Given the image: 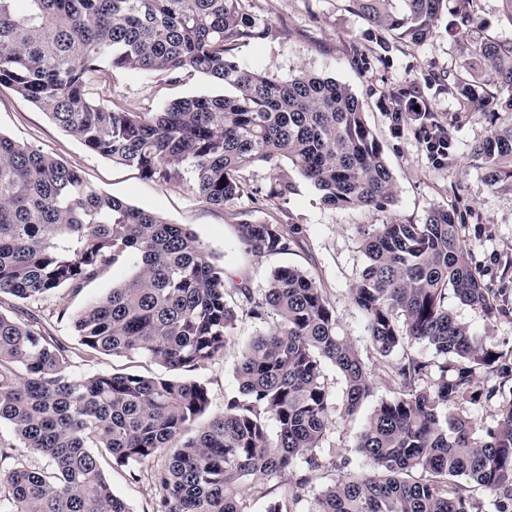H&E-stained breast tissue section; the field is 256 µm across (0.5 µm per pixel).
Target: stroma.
<instances>
[{
    "instance_id": "stroma-1",
    "label": "stroma",
    "mask_w": 512,
    "mask_h": 512,
    "mask_svg": "<svg viewBox=\"0 0 512 512\" xmlns=\"http://www.w3.org/2000/svg\"><path fill=\"white\" fill-rule=\"evenodd\" d=\"M247 8L279 27L280 33L273 39L239 44L234 52L239 64L282 78L305 69L336 78L357 95L396 179L395 199L386 209L327 206L315 188L293 170L288 173L292 184L288 194L268 201L264 194L273 171L266 164L247 171L249 195L218 207L193 192L188 184L155 182L145 179L136 168L113 164L63 131L45 112L14 90L3 86L0 134L59 159L103 193L152 211L170 223L186 225L219 258L228 274L245 280L255 292L267 287L273 268L285 265L302 268L324 289L336 309L337 331L349 337L371 369L374 389L355 416L343 415L338 408L331 410L322 446L317 451L320 466L310 472L299 505L301 512H310L316 498L339 474L365 471L366 463L356 448L359 434L371 409L392 395L367 340L363 317L349 299V291L366 263L360 227L391 222L421 224L432 209H456L463 218L472 264L512 308V192L490 191L484 183L483 170L471 157L472 145L492 130L489 118L479 112L462 111L456 98L435 87L436 81L444 76H466L463 43L449 35L447 21H440L434 35L424 44L398 45L389 62L376 61L362 69L353 61L351 46L360 40L366 23L350 10L349 0H248ZM404 86L414 87L438 120L450 126L454 147L444 164L432 162L410 122L403 121L395 127L387 119L385 110L391 94ZM91 92L108 104L134 112H156L172 100L218 95L222 89L194 72L162 75L117 69L95 82ZM246 222L295 224L299 232L289 253L255 257L246 254L239 243L240 226ZM131 272L128 264L115 267L80 294L61 288L35 302L33 308L48 333L76 343L70 321L60 316V309L65 307L73 312L82 308L126 280ZM448 306L458 320L468 324L486 342L504 349L512 347V312L490 321L480 310L456 299H449ZM275 322L271 315L259 320L239 314L223 355L195 372V379L210 391L209 415L222 414L225 397L236 388L233 368L241 349L258 331L270 329ZM73 370L78 375L100 371H132L151 376L168 373L166 367L148 358L131 360L81 349L74 356ZM101 464L113 492L127 503L131 512H152L159 494L154 479L155 463L142 465L134 479L127 467L117 465L110 456H103Z\"/></svg>"
}]
</instances>
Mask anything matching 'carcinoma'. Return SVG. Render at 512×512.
Here are the masks:
<instances>
[{
    "instance_id": "carcinoma-1",
    "label": "carcinoma",
    "mask_w": 512,
    "mask_h": 512,
    "mask_svg": "<svg viewBox=\"0 0 512 512\" xmlns=\"http://www.w3.org/2000/svg\"><path fill=\"white\" fill-rule=\"evenodd\" d=\"M373 47H353L371 65L396 43L420 45L439 20L460 33L475 22L473 0H350ZM278 29L244 0H0V86L47 112L65 132L112 163L161 183L189 187L224 207L247 192L244 173L282 161L333 208L384 209L396 182L381 143L349 85L298 70L283 80L239 65L237 45ZM157 74L192 70L224 88L174 100L157 112L97 102L89 82L108 69ZM470 79L439 83L468 112H512V38L470 42ZM499 95L486 93V80ZM412 87L392 95L386 117L411 121L421 141L451 131L429 109L414 111ZM486 184L512 190V122L471 149ZM291 189L282 172L265 193ZM295 229L241 225L245 252L286 254ZM367 263L350 300L394 395L375 405L356 448L366 473L346 472L313 512H476L461 480L482 487L494 512H512V351L479 339L448 308V296L493 320L506 313L498 292L468 262L455 211L434 209L422 224H369L360 231ZM133 262L123 285L71 315L88 352L147 357L195 371L223 355L243 311L275 325L241 350L237 392L203 425L208 387L180 377L71 373L73 347L41 330L20 306L0 311V424L42 468H0V512H130L101 467L102 448L137 477L154 473L153 512H249L258 476H293L288 501L265 512H299L306 471L319 467L333 406L324 365L344 380V413L355 414L374 386L336 310L298 267L274 269L256 294L226 274L218 257L183 224L129 205L81 174L0 134V294L34 301L59 288L81 291L109 268ZM409 344L420 354L390 357ZM499 401L485 430L456 411Z\"/></svg>"
}]
</instances>
